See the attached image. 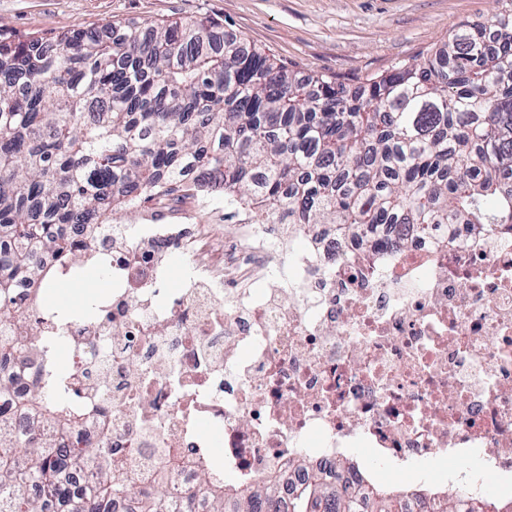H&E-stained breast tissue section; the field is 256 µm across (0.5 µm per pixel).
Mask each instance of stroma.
<instances>
[{
	"label": "stroma",
	"mask_w": 512,
	"mask_h": 512,
	"mask_svg": "<svg viewBox=\"0 0 512 512\" xmlns=\"http://www.w3.org/2000/svg\"><path fill=\"white\" fill-rule=\"evenodd\" d=\"M489 0H0V30L45 38L112 21L209 18L298 75L354 86L484 20Z\"/></svg>",
	"instance_id": "obj_1"
}]
</instances>
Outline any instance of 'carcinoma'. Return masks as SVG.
<instances>
[{
  "label": "carcinoma",
  "instance_id": "carcinoma-1",
  "mask_svg": "<svg viewBox=\"0 0 512 512\" xmlns=\"http://www.w3.org/2000/svg\"><path fill=\"white\" fill-rule=\"evenodd\" d=\"M483 23L353 88L297 78L208 20L106 23L52 38L0 32V320L14 280L48 284L33 250L110 224L131 201L203 178L265 224H330L367 237L382 224L512 225V0ZM59 224V233L44 232ZM53 377L29 409L47 429L78 426ZM90 467L71 493L63 472ZM34 483L39 495L22 488ZM280 512L275 485L205 484L179 500L122 482L112 449L14 446L0 424V512ZM288 512H407L405 491L334 487L312 475Z\"/></svg>",
  "mask_w": 512,
  "mask_h": 512
}]
</instances>
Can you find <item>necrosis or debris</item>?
<instances>
[{"label": "necrosis or debris", "instance_id": "necrosis-or-debris-1", "mask_svg": "<svg viewBox=\"0 0 512 512\" xmlns=\"http://www.w3.org/2000/svg\"><path fill=\"white\" fill-rule=\"evenodd\" d=\"M172 198L133 202L140 229L87 224L73 253L40 252L60 277L74 253L109 274L90 315L60 320L42 284L12 288L18 314L0 322V339L17 351L0 421L16 440L61 351L81 423L55 446L110 448L136 483L182 496L206 480L263 479L285 503L310 475L350 481L345 461L367 448L417 486L451 487L468 503L512 499L511 233L386 224L360 238L257 223L209 183ZM214 203L233 214L231 232L199 222ZM33 327L38 339L25 341Z\"/></svg>", "mask_w": 512, "mask_h": 512}]
</instances>
